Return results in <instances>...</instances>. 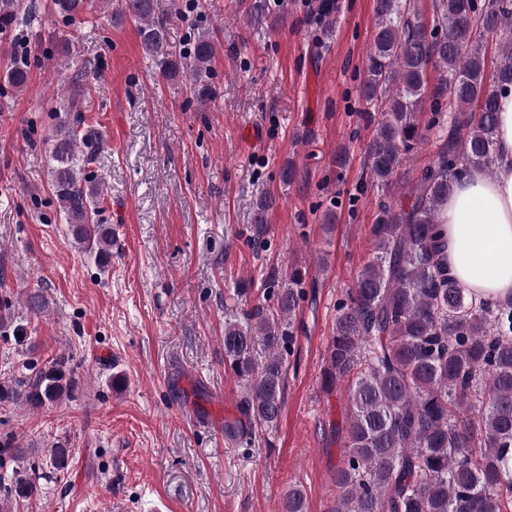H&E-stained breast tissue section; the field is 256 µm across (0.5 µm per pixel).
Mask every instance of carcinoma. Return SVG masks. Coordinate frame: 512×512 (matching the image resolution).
I'll list each match as a JSON object with an SVG mask.
<instances>
[{"label":"carcinoma","instance_id":"cac0c4a2","mask_svg":"<svg viewBox=\"0 0 512 512\" xmlns=\"http://www.w3.org/2000/svg\"><path fill=\"white\" fill-rule=\"evenodd\" d=\"M112 0H53V14L75 24ZM432 28L414 19L411 0H376L374 36L362 61L359 110L372 127L366 145L365 185L377 192L371 253L346 298L336 305L323 386L345 383L344 452L336 468L341 491L334 512H512V301L475 300L443 262L441 214L453 186L471 170L495 173L499 95L512 84V0H432ZM138 24L144 55L166 78L188 75L203 106L216 95L211 62L216 43L207 33L175 55L167 43L171 13L160 0H120L111 18ZM270 0H252L248 23L271 26ZM19 23L16 0H0V31ZM496 52L494 67L487 65ZM438 70L428 83L429 69ZM7 85L17 93L30 82L28 61L13 60ZM80 82L55 108L48 140L49 176L68 232L102 264L112 255V228L95 220L103 181L89 165L104 138L85 124ZM432 113L423 126L417 113ZM438 150L416 181L413 201L400 207L390 189L429 135ZM272 196L253 202L252 238L265 232ZM305 280L294 269L263 280L262 299L224 317V363L243 382L244 432L224 423L235 440L274 428L284 406V357L291 353ZM41 317L48 303L36 288L23 299ZM73 356L60 354L42 368L29 362L8 383L0 404H51L75 384ZM67 450L56 443L45 460L11 477L0 491L14 499L39 497L42 484L59 482ZM284 512H306L300 489L288 491Z\"/></svg>","mask_w":512,"mask_h":512}]
</instances>
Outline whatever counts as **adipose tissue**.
I'll return each instance as SVG.
<instances>
[{
    "label": "adipose tissue",
    "mask_w": 512,
    "mask_h": 512,
    "mask_svg": "<svg viewBox=\"0 0 512 512\" xmlns=\"http://www.w3.org/2000/svg\"><path fill=\"white\" fill-rule=\"evenodd\" d=\"M494 175L471 170L443 207L448 273L472 297L512 299V86L500 97Z\"/></svg>",
    "instance_id": "1"
}]
</instances>
